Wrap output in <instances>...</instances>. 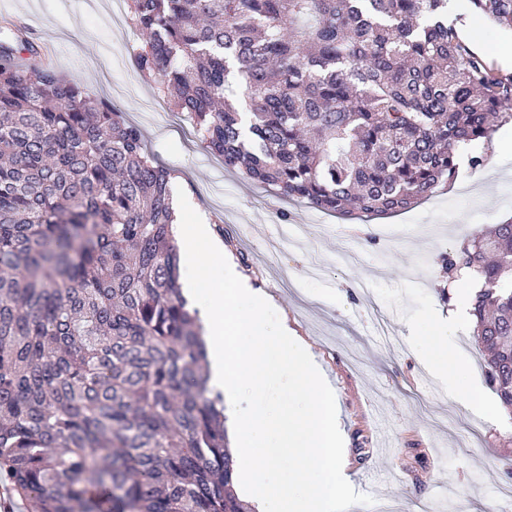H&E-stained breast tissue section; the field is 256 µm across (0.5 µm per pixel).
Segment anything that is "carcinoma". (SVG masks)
<instances>
[{
  "mask_svg": "<svg viewBox=\"0 0 512 512\" xmlns=\"http://www.w3.org/2000/svg\"><path fill=\"white\" fill-rule=\"evenodd\" d=\"M138 72L224 167L354 220L401 212L512 122L448 0H126ZM512 32V0H469ZM0 40V477L29 512H248L141 131ZM512 410V217L443 258Z\"/></svg>",
  "mask_w": 512,
  "mask_h": 512,
  "instance_id": "1",
  "label": "carcinoma"
}]
</instances>
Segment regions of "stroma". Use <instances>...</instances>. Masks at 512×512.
<instances>
[{"mask_svg":"<svg viewBox=\"0 0 512 512\" xmlns=\"http://www.w3.org/2000/svg\"><path fill=\"white\" fill-rule=\"evenodd\" d=\"M455 12L472 50L498 64L512 34L470 13L468 0H456ZM9 23L53 44L60 75L142 131L193 206L223 227L230 253L244 256L254 287L309 341L350 439L352 484L368 481L396 512H512L498 494L512 465V415L456 398L412 340L427 324L453 331L470 381L495 401L466 318L472 291L448 286L441 256L512 217V152H497L512 141L511 122L497 127L483 164L462 166L452 185L408 210L349 223L226 170L167 100L149 109L156 90L133 64L142 36L112 0H0V27Z\"/></svg>","mask_w":512,"mask_h":512,"instance_id":"35a3bbf8","label":"stroma"}]
</instances>
